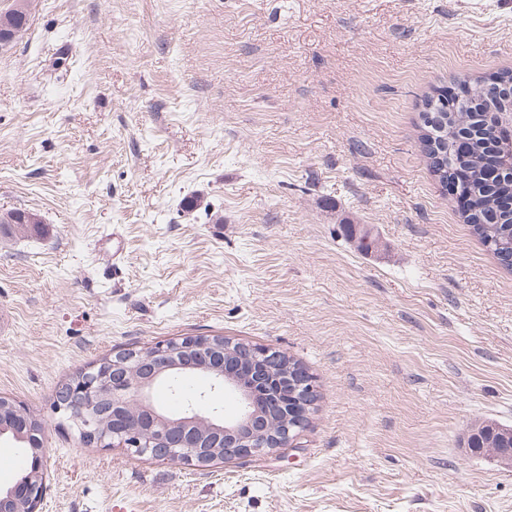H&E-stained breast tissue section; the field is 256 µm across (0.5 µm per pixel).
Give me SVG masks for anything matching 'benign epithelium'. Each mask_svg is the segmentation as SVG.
Here are the masks:
<instances>
[{
    "label": "benign epithelium",
    "mask_w": 512,
    "mask_h": 512,
    "mask_svg": "<svg viewBox=\"0 0 512 512\" xmlns=\"http://www.w3.org/2000/svg\"><path fill=\"white\" fill-rule=\"evenodd\" d=\"M481 94L512 105V84L494 83ZM271 349L220 335L184 336L146 348H124L77 373L61 389L58 410L69 414L84 442L127 448L156 460L207 467L293 447L306 421L279 400L288 373H277ZM202 373L213 388L234 397L237 409L218 419L194 405L173 414L156 403L158 381L171 373ZM79 412L71 413L70 402ZM22 440L37 448L31 471L0 497V512H38L45 491L44 444L26 423Z\"/></svg>",
    "instance_id": "benign-epithelium-1"
}]
</instances>
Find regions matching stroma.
<instances>
[{
  "mask_svg": "<svg viewBox=\"0 0 512 512\" xmlns=\"http://www.w3.org/2000/svg\"><path fill=\"white\" fill-rule=\"evenodd\" d=\"M512 69V0H31L0 48V395L39 512H512V272L429 172L428 98ZM370 228L363 251L350 229ZM221 335L308 369L295 449L207 468L53 408L112 351Z\"/></svg>",
  "mask_w": 512,
  "mask_h": 512,
  "instance_id": "35a3bbf8",
  "label": "stroma"
}]
</instances>
